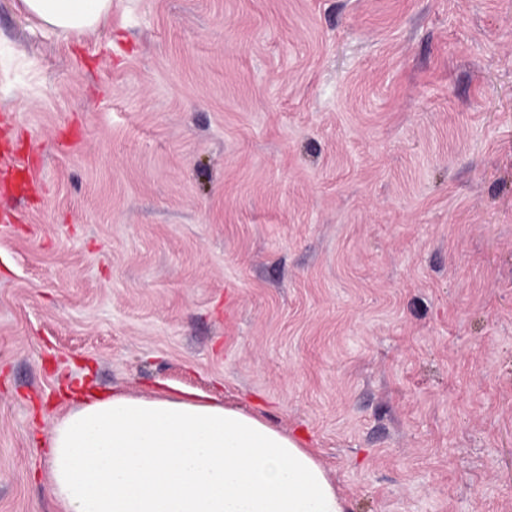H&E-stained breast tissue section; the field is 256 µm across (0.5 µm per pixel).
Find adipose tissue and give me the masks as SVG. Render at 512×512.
<instances>
[{
    "instance_id": "obj_1",
    "label": "adipose tissue",
    "mask_w": 512,
    "mask_h": 512,
    "mask_svg": "<svg viewBox=\"0 0 512 512\" xmlns=\"http://www.w3.org/2000/svg\"><path fill=\"white\" fill-rule=\"evenodd\" d=\"M48 29L86 32L112 0H19ZM57 512H350L315 449L213 398L81 386L43 449Z\"/></svg>"
}]
</instances>
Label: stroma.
<instances>
[{"mask_svg": "<svg viewBox=\"0 0 512 512\" xmlns=\"http://www.w3.org/2000/svg\"><path fill=\"white\" fill-rule=\"evenodd\" d=\"M0 512L89 383L305 436L352 512H512V0H0ZM20 10L61 33L97 29L112 15V0H20ZM29 161L28 158L19 155L15 151H6L1 156V171L0 175L3 180H9L13 175L22 173L28 170Z\"/></svg>", "mask_w": 512, "mask_h": 512, "instance_id": "1", "label": "stroma"}]
</instances>
